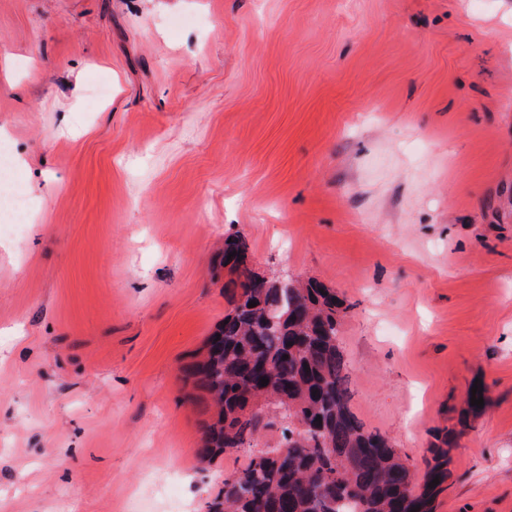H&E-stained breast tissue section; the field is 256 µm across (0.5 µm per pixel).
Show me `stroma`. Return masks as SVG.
Returning <instances> with one entry per match:
<instances>
[{
    "label": "stroma",
    "mask_w": 512,
    "mask_h": 512,
    "mask_svg": "<svg viewBox=\"0 0 512 512\" xmlns=\"http://www.w3.org/2000/svg\"><path fill=\"white\" fill-rule=\"evenodd\" d=\"M1 130L0 512H207L235 234L343 300L366 429L449 446L435 512H512V0H0ZM11 165V147L0 143V233H19L27 224L28 213L24 197L15 186Z\"/></svg>",
    "instance_id": "35a3bbf8"
}]
</instances>
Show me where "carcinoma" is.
<instances>
[{
	"label": "carcinoma",
	"instance_id": "obj_1",
	"mask_svg": "<svg viewBox=\"0 0 512 512\" xmlns=\"http://www.w3.org/2000/svg\"><path fill=\"white\" fill-rule=\"evenodd\" d=\"M233 251L223 260L232 309L190 369L215 409L200 454L244 453L208 512H433L448 449H434L419 481L393 442L358 420L336 291L259 274L241 235L224 241V254Z\"/></svg>",
	"mask_w": 512,
	"mask_h": 512
}]
</instances>
